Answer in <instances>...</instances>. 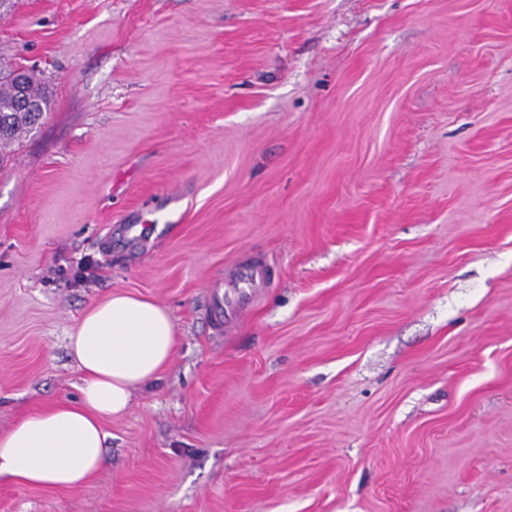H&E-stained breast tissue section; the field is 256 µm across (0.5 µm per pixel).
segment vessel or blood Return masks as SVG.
<instances>
[{
    "label": "vessel or blood",
    "instance_id": "1",
    "mask_svg": "<svg viewBox=\"0 0 512 512\" xmlns=\"http://www.w3.org/2000/svg\"><path fill=\"white\" fill-rule=\"evenodd\" d=\"M269 284V267L263 259H242L229 279L225 280L223 292L213 296L209 315L214 324L231 329Z\"/></svg>",
    "mask_w": 512,
    "mask_h": 512
}]
</instances>
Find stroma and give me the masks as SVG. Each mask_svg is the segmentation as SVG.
I'll use <instances>...</instances> for the list:
<instances>
[{
	"label": "stroma",
	"instance_id": "obj_1",
	"mask_svg": "<svg viewBox=\"0 0 512 512\" xmlns=\"http://www.w3.org/2000/svg\"><path fill=\"white\" fill-rule=\"evenodd\" d=\"M17 66L51 109L0 162V433L77 398L112 293L179 345L91 482L0 512H512V0H13ZM270 284L266 262L258 257L242 259L229 279L224 280V293H214L209 315L214 324L230 330L239 318L259 299Z\"/></svg>",
	"mask_w": 512,
	"mask_h": 512
}]
</instances>
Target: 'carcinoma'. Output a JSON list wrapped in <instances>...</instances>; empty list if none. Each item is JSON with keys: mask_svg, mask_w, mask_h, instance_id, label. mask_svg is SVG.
<instances>
[{"mask_svg": "<svg viewBox=\"0 0 512 512\" xmlns=\"http://www.w3.org/2000/svg\"><path fill=\"white\" fill-rule=\"evenodd\" d=\"M21 78L25 95L33 106L31 112L17 111L16 72H0V149L30 132L49 108V97L39 78L28 71Z\"/></svg>", "mask_w": 512, "mask_h": 512, "instance_id": "obj_1", "label": "carcinoma"}]
</instances>
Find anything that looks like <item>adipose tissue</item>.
I'll use <instances>...</instances> for the list:
<instances>
[{"instance_id":"obj_1","label":"adipose tissue","mask_w":512,"mask_h":512,"mask_svg":"<svg viewBox=\"0 0 512 512\" xmlns=\"http://www.w3.org/2000/svg\"><path fill=\"white\" fill-rule=\"evenodd\" d=\"M177 346L173 317L155 300L114 293L95 303L68 337L78 399L31 411L0 435V479L49 489L91 479L104 463L103 420L124 414Z\"/></svg>"}]
</instances>
